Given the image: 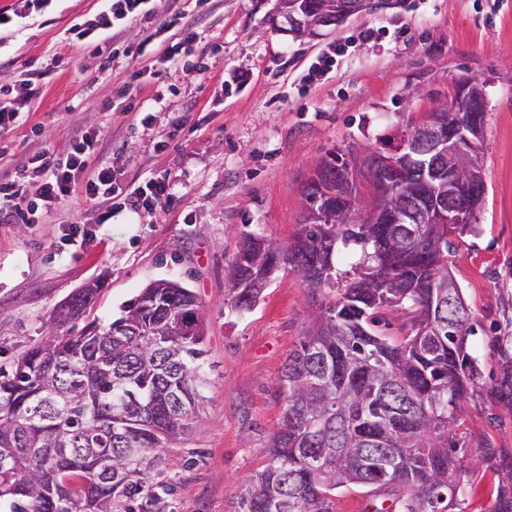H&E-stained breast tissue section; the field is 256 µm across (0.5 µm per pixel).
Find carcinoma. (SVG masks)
Returning a JSON list of instances; mask_svg holds the SVG:
<instances>
[{"label":"carcinoma","instance_id":"cac0c4a2","mask_svg":"<svg viewBox=\"0 0 512 512\" xmlns=\"http://www.w3.org/2000/svg\"><path fill=\"white\" fill-rule=\"evenodd\" d=\"M310 196L336 190V151ZM418 224H303L288 268L322 294L281 382L286 408L250 485V512H334L336 490L391 487L400 512H447L459 485L448 441L482 380L467 349L470 310L461 289L440 287L452 268L448 236L478 219L420 238ZM280 244L241 240L230 265L234 306L252 309L256 260ZM360 253L350 269L337 264ZM331 271L332 280L322 278ZM93 292L75 293L54 321L78 317ZM194 329L181 334L179 318ZM401 319L395 333L390 317ZM205 324L197 296L176 281L148 284L111 323L77 336L55 331L0 368V506L6 512H160L153 470L202 410ZM495 399L512 408V356L501 359ZM110 467H101L103 454ZM320 456L316 471L309 459ZM491 512H512V483Z\"/></svg>","mask_w":512,"mask_h":512}]
</instances>
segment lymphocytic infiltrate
<instances>
[{"mask_svg":"<svg viewBox=\"0 0 512 512\" xmlns=\"http://www.w3.org/2000/svg\"><path fill=\"white\" fill-rule=\"evenodd\" d=\"M150 0H108L93 18L74 24V39L94 42L117 24H131L150 13ZM101 134L91 131L76 140L66 158L41 152L32 160V173L13 180H0V222L25 221L38 208L52 209L74 193L87 199L101 197L152 209H165L172 196L168 182L148 179L133 189H122L112 181V172L100 148Z\"/></svg>","mask_w":512,"mask_h":512,"instance_id":"1","label":"lymphocytic infiltrate"}]
</instances>
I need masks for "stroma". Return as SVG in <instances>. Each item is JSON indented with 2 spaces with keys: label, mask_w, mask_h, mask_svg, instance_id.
<instances>
[{
  "label": "stroma",
  "mask_w": 512,
  "mask_h": 512,
  "mask_svg": "<svg viewBox=\"0 0 512 512\" xmlns=\"http://www.w3.org/2000/svg\"><path fill=\"white\" fill-rule=\"evenodd\" d=\"M101 0H0L14 24L0 30V87L26 95L22 73L45 78L20 125L0 135V177L42 150L65 157L84 132L102 131L114 182L172 183L165 211L111 209L74 194L30 224H0V366L9 367L56 328L53 313L88 284L85 312L62 325H107L142 288L178 281L197 295L206 323L205 411L167 449L155 478L168 485L163 512H237L236 488L261 465L285 410L283 366L298 348L315 301L302 277L277 273L251 310L234 308L227 274L240 241L255 231L290 241L301 191L328 152L381 150L431 109L451 106L448 85L486 81L485 205L480 232L455 239L453 272L471 315L468 345L484 377L512 352V0H396L336 33L294 40L271 23L276 0H186L197 33L178 65L138 72L130 56L164 19L157 12L114 28L99 46L71 43L68 28ZM374 28L375 39L360 33ZM346 45L326 80L304 76L321 49ZM130 95H123L124 86ZM123 108L108 109L111 101ZM82 232H71L72 224ZM455 462L465 512H490L502 479L472 471L485 446L512 456V409L486 390L465 403ZM335 512H398L394 496L351 487Z\"/></svg>",
  "instance_id": "stroma-1"
}]
</instances>
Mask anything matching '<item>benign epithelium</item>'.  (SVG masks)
<instances>
[{
  "instance_id": "benign-epithelium-1",
  "label": "benign epithelium",
  "mask_w": 512,
  "mask_h": 512,
  "mask_svg": "<svg viewBox=\"0 0 512 512\" xmlns=\"http://www.w3.org/2000/svg\"><path fill=\"white\" fill-rule=\"evenodd\" d=\"M300 0H278V10L273 23L280 24V31L292 39L317 37L332 33L344 25L353 14L369 11L373 0H320L308 11H301ZM450 92L463 107V113L454 119L442 115L435 108L413 126L404 137L402 145L381 154V162L393 175L386 192L372 187L352 162H361L366 154L346 155L336 161L340 165L343 183L360 185L358 192L336 193L343 204L335 206L311 205L302 198V209L307 224H363L365 220L357 211V201L367 204L373 211L375 224H408L405 211L389 203V199L405 193L407 181L417 180L429 190V201L419 208L416 221L426 224H467L471 217L465 208L463 196L483 192L484 186L472 182L462 184L461 172L482 167L481 140L476 113L485 111L486 83L468 76L453 79ZM455 206L448 207V199ZM288 268L286 252L278 251L264 263V280L281 269Z\"/></svg>"
}]
</instances>
